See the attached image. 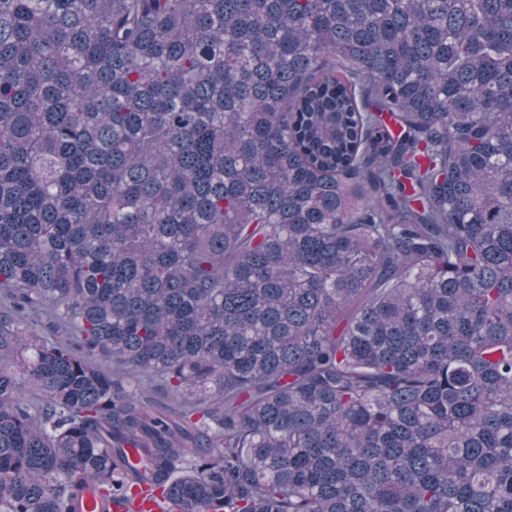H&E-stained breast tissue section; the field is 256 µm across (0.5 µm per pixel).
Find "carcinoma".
Wrapping results in <instances>:
<instances>
[{
	"label": "carcinoma",
	"mask_w": 512,
	"mask_h": 512,
	"mask_svg": "<svg viewBox=\"0 0 512 512\" xmlns=\"http://www.w3.org/2000/svg\"><path fill=\"white\" fill-rule=\"evenodd\" d=\"M143 484L512 512V0H0V512Z\"/></svg>",
	"instance_id": "carcinoma-1"
}]
</instances>
